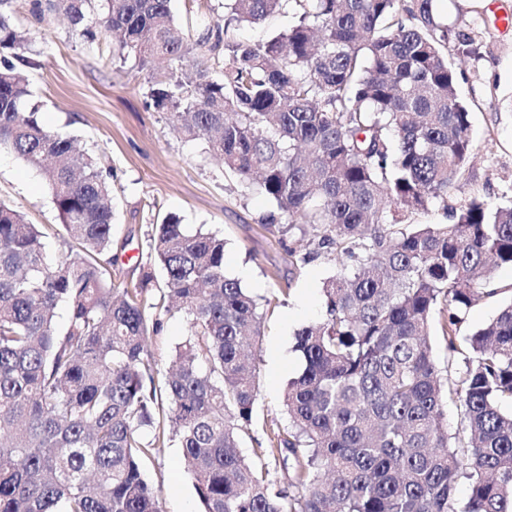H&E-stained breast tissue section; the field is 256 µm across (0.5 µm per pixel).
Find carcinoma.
Masks as SVG:
<instances>
[{"label":"carcinoma","instance_id":"cac0c4a2","mask_svg":"<svg viewBox=\"0 0 512 512\" xmlns=\"http://www.w3.org/2000/svg\"><path fill=\"white\" fill-rule=\"evenodd\" d=\"M0 0V152L52 188L67 254L0 202V512H163L142 462L182 448L202 512H512V303L467 338L466 372L442 382L429 344L446 303L448 350L462 315L512 265V207L480 197L448 224H411L465 172L470 112L432 0H224V27L182 32L171 0H32L148 76L149 105L205 141L242 188H258L288 226L309 224L340 264L324 315L295 332L301 373L284 393L288 432L257 465L240 453L259 377L261 306L224 272V238L167 215L148 231L149 266L112 281V186L75 139L45 128L32 102L26 37ZM296 22L264 42L236 26L283 8ZM198 54L193 68L185 59ZM68 308L63 326L57 309ZM177 310L172 367L155 379L148 341ZM462 407V432L444 408ZM468 495L459 500V477Z\"/></svg>","mask_w":512,"mask_h":512}]
</instances>
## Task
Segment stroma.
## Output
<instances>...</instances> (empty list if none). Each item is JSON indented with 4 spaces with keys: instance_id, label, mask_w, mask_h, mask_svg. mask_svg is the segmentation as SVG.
Segmentation results:
<instances>
[{
    "instance_id": "stroma-1",
    "label": "stroma",
    "mask_w": 512,
    "mask_h": 512,
    "mask_svg": "<svg viewBox=\"0 0 512 512\" xmlns=\"http://www.w3.org/2000/svg\"><path fill=\"white\" fill-rule=\"evenodd\" d=\"M32 0H13L16 24L28 33L29 72L39 116L50 130L69 133L81 149L111 174L114 204L112 279L138 277V258L149 252L148 230L167 214L190 227L222 235L224 269L240 279L264 307L263 334L255 350L259 396L255 415L242 434L241 452L253 458L266 445L271 426L287 429L282 406L289 379L302 370L293 349L294 333L321 319L322 286L337 271L333 256L319 250L310 225L280 235L268 220L274 206L260 192L241 195L222 164L204 142L185 141L167 114L149 108L144 74L116 52L111 31L96 27L94 40L73 30L61 15L37 19ZM437 22L463 30L474 53L462 59L449 54L457 72V92L471 112L474 157L448 193L452 207L479 195L496 207L512 206V0H433ZM0 200L23 212L27 221L52 229L60 218L52 190L41 173L14 155L0 153ZM302 262H295V255ZM494 296H482L460 325L467 336L488 324L512 303V266L495 269ZM172 446L145 461L150 483L160 488L163 512H200L194 480Z\"/></svg>"
}]
</instances>
